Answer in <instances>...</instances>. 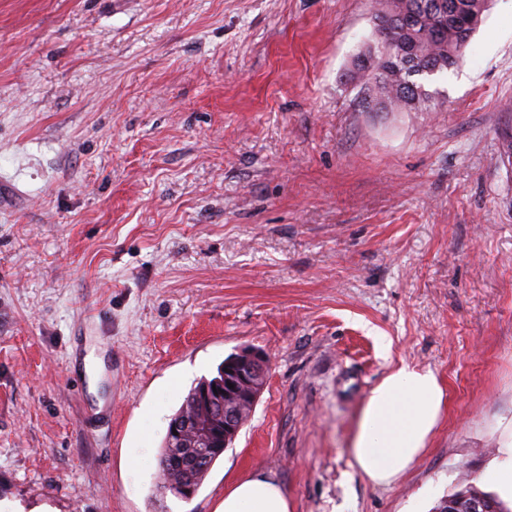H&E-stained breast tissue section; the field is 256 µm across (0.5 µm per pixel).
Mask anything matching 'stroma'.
<instances>
[{
    "mask_svg": "<svg viewBox=\"0 0 512 512\" xmlns=\"http://www.w3.org/2000/svg\"><path fill=\"white\" fill-rule=\"evenodd\" d=\"M372 0H0V512H432L512 439V0L429 112L351 80ZM390 349H383V342ZM264 389L198 491L161 488L189 389ZM446 406L400 481L349 454L399 363ZM216 512H292L288 493L271 474L252 472L231 481Z\"/></svg>",
    "mask_w": 512,
    "mask_h": 512,
    "instance_id": "stroma-1",
    "label": "stroma"
}]
</instances>
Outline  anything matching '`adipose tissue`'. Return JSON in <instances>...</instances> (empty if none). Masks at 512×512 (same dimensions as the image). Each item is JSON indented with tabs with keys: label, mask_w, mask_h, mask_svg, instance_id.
<instances>
[{
	"label": "adipose tissue",
	"mask_w": 512,
	"mask_h": 512,
	"mask_svg": "<svg viewBox=\"0 0 512 512\" xmlns=\"http://www.w3.org/2000/svg\"><path fill=\"white\" fill-rule=\"evenodd\" d=\"M446 394L431 369L400 363L371 391L350 454L372 483L389 485L412 468L438 425ZM216 512H291L288 493L271 474L231 481Z\"/></svg>",
	"instance_id": "adipose-tissue-1"
}]
</instances>
